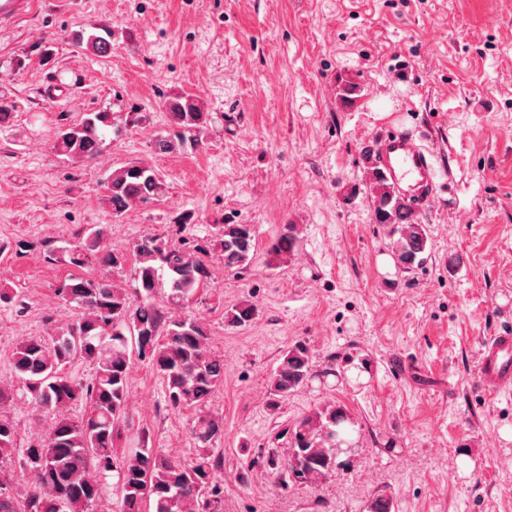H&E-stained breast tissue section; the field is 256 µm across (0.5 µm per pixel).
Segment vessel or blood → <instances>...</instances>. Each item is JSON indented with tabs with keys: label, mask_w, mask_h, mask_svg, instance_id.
<instances>
[{
	"label": "vessel or blood",
	"mask_w": 512,
	"mask_h": 512,
	"mask_svg": "<svg viewBox=\"0 0 512 512\" xmlns=\"http://www.w3.org/2000/svg\"><path fill=\"white\" fill-rule=\"evenodd\" d=\"M375 160L391 187L414 210H423L438 174L432 155L419 139L407 131L382 133L375 142ZM477 376L491 394L512 391V330H504L486 341Z\"/></svg>",
	"instance_id": "1"
}]
</instances>
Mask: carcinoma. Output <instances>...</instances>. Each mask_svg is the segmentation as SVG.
<instances>
[{
  "instance_id": "obj_1",
  "label": "carcinoma",
  "mask_w": 512,
  "mask_h": 512,
  "mask_svg": "<svg viewBox=\"0 0 512 512\" xmlns=\"http://www.w3.org/2000/svg\"><path fill=\"white\" fill-rule=\"evenodd\" d=\"M76 43L105 53L110 42L101 36L79 33ZM178 140L168 137L154 144L160 153L184 146L186 134L207 124L208 113L193 96L182 93L162 102ZM112 126V113L87 112L78 122L64 123L54 148L73 161L97 158ZM375 194L371 204L375 222L391 227L394 253L409 268L422 261L428 234L414 212L371 170ZM162 183L145 166L128 164L113 169L104 182V197L118 215L133 205L159 196ZM107 228L96 225L68 252L75 266L92 256L101 267L95 277L73 276L55 289L60 300L77 308L73 322L59 326L47 316L46 335L25 338L12 352V368L20 391L39 413L53 416L48 434L18 447L16 427L0 418V512H93L100 497L101 478L118 475L119 512H222L224 489L216 475L224 467L214 445L223 434V421L205 412L210 396L224 383V362L208 347L206 325L191 315L174 316L153 301L159 288L167 300L181 305L198 288L210 283L206 260L215 251L224 268L248 266L255 252V230L250 224H219L206 239L184 237L170 244L147 234L133 247L136 259L135 291L115 284L112 271L123 268L126 256L106 243ZM297 244L294 227L284 225L268 255L276 262ZM256 317L253 304L243 301L224 313L232 327H246ZM139 338L141 360L161 378L166 407L191 411L190 432L201 452L189 461L172 459L142 445L118 453L131 367L130 340ZM82 360L93 367L88 379L75 378L65 367ZM315 377L309 348L302 342L287 347L271 370L269 410L279 409L289 395ZM81 408L72 416L71 410ZM355 427L347 408L333 402L315 408L287 428L290 453L284 460L267 462L277 481L316 487L339 469L337 443ZM27 478L29 490L15 492V472ZM392 497L379 493L366 502L365 512H393Z\"/></svg>"
}]
</instances>
